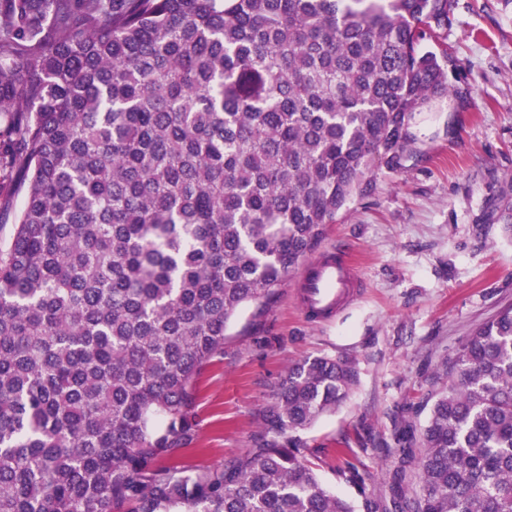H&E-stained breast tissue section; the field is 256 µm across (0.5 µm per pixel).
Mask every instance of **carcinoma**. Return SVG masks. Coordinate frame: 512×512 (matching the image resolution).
<instances>
[{
  "mask_svg": "<svg viewBox=\"0 0 512 512\" xmlns=\"http://www.w3.org/2000/svg\"><path fill=\"white\" fill-rule=\"evenodd\" d=\"M454 7L0 0V512H355L300 436L347 399L345 359L288 366L245 458L182 459L231 321L402 166L414 113L463 94ZM443 376L398 449L414 512H512V306Z\"/></svg>",
  "mask_w": 512,
  "mask_h": 512,
  "instance_id": "cac0c4a2",
  "label": "carcinoma"
}]
</instances>
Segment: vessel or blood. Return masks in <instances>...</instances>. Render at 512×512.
Wrapping results in <instances>:
<instances>
[{"instance_id": "b4317fda", "label": "vessel or blood", "mask_w": 512, "mask_h": 512, "mask_svg": "<svg viewBox=\"0 0 512 512\" xmlns=\"http://www.w3.org/2000/svg\"><path fill=\"white\" fill-rule=\"evenodd\" d=\"M353 277L347 257L319 255L311 260L301 282L304 305L315 318L332 312Z\"/></svg>"}]
</instances>
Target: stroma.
<instances>
[{"mask_svg": "<svg viewBox=\"0 0 512 512\" xmlns=\"http://www.w3.org/2000/svg\"><path fill=\"white\" fill-rule=\"evenodd\" d=\"M444 43L459 60L449 83L472 94L415 113L402 167L373 169L319 246L351 258L355 296L317 321L292 278L270 307L238 313L223 355L201 373L197 442L186 455L193 469L255 448L261 413L290 364L344 357L357 382L303 432L308 458L328 489L353 499L336 472L349 461L369 474L371 498L390 505L394 453L408 425L424 422L422 396L443 359L512 304V236L498 219L512 204V0H456Z\"/></svg>", "mask_w": 512, "mask_h": 512, "instance_id": "stroma-1", "label": "stroma"}]
</instances>
